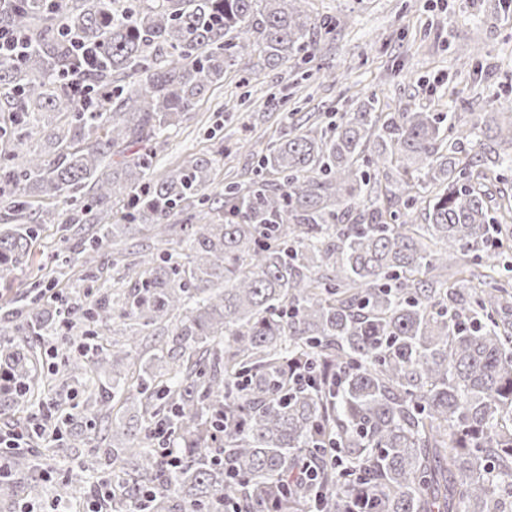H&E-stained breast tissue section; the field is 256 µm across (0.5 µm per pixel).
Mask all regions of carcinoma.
Segmentation results:
<instances>
[{"label":"carcinoma","mask_w":512,"mask_h":512,"mask_svg":"<svg viewBox=\"0 0 512 512\" xmlns=\"http://www.w3.org/2000/svg\"><path fill=\"white\" fill-rule=\"evenodd\" d=\"M308 0H15L0 25L36 47L0 59V109L15 113L0 169V273L29 265L42 207L60 198L71 221H129L77 244L88 270L120 260L115 238L146 226L172 235V211L204 201L214 160L149 177L152 146L259 51L270 69L314 45ZM94 86L80 103L69 78L82 59ZM125 83L112 86V77ZM47 112L71 115L44 158L26 148ZM512 145L505 123L435 112H382L371 96L331 131L309 128L271 146L259 171L280 182L224 188L223 209L184 224L185 261L142 250L120 303L66 307L35 282L0 313V415L33 404L36 346L55 325L85 320L117 331L173 326L162 372L137 335L117 346L82 332L80 350L54 349L53 379L98 386L97 416L128 404L112 441L79 469L106 462L120 486L112 512H512V282L494 277L495 245L512 213L488 187ZM136 145L132 158L114 157ZM386 170L373 182L364 168ZM423 175L424 223L413 217ZM482 272L466 267L468 256ZM313 375L311 382L296 374ZM170 434L180 463L168 464ZM62 433L32 437L44 463ZM318 467L314 481L292 477ZM29 450L6 455L0 494L41 499ZM68 506L92 495L59 483Z\"/></svg>","instance_id":"carcinoma-1"}]
</instances>
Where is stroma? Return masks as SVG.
<instances>
[{"instance_id": "35a3bbf8", "label": "stroma", "mask_w": 512, "mask_h": 512, "mask_svg": "<svg viewBox=\"0 0 512 512\" xmlns=\"http://www.w3.org/2000/svg\"><path fill=\"white\" fill-rule=\"evenodd\" d=\"M308 9L330 24L316 50L274 70L252 57L250 75L227 67L223 81L157 144L152 177L196 158L214 159L205 194L207 209H217L225 185L245 187L255 179L268 146L291 131L331 128L367 97L386 112L452 106L464 118L512 107V11L504 0H308ZM469 46L480 54L465 66L459 56ZM97 230L94 224L42 225L28 268L0 277V304L35 282L64 298L87 300L125 284L122 266L106 262L87 272L65 264L68 246ZM88 431L83 419L67 428L42 507L87 455Z\"/></svg>"}]
</instances>
